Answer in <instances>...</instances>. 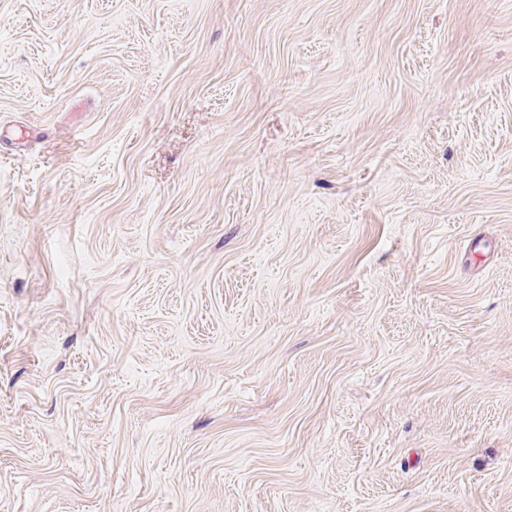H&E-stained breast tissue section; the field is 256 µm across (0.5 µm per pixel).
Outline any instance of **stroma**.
Wrapping results in <instances>:
<instances>
[{
    "instance_id": "obj_1",
    "label": "stroma",
    "mask_w": 512,
    "mask_h": 512,
    "mask_svg": "<svg viewBox=\"0 0 512 512\" xmlns=\"http://www.w3.org/2000/svg\"><path fill=\"white\" fill-rule=\"evenodd\" d=\"M0 512H512V0H0Z\"/></svg>"
}]
</instances>
